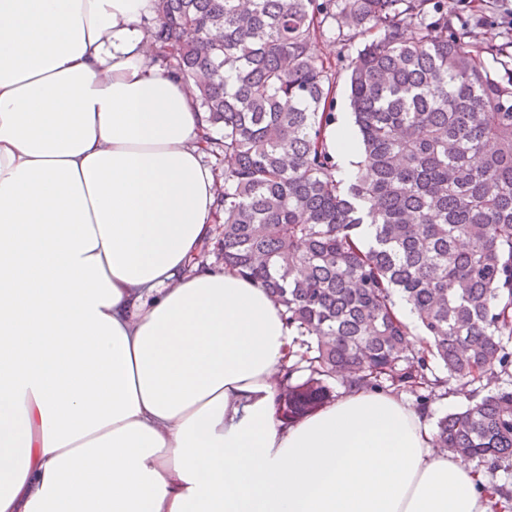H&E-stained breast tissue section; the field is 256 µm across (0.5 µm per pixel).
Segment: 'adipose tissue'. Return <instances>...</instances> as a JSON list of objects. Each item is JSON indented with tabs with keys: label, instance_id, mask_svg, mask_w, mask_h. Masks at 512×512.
Segmentation results:
<instances>
[{
	"label": "adipose tissue",
	"instance_id": "ef3b65f1",
	"mask_svg": "<svg viewBox=\"0 0 512 512\" xmlns=\"http://www.w3.org/2000/svg\"><path fill=\"white\" fill-rule=\"evenodd\" d=\"M153 0H0V512H502L404 395L276 413L294 331L196 259L214 129Z\"/></svg>",
	"mask_w": 512,
	"mask_h": 512
}]
</instances>
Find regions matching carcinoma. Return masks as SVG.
<instances>
[{"label": "carcinoma", "mask_w": 512, "mask_h": 512, "mask_svg": "<svg viewBox=\"0 0 512 512\" xmlns=\"http://www.w3.org/2000/svg\"><path fill=\"white\" fill-rule=\"evenodd\" d=\"M326 28L363 145L347 180L326 143ZM149 30L223 130L216 259L295 329L308 376L280 384L281 418L327 404L336 378L427 411L463 394L435 445L512 472V80L481 58H512V36L474 53L448 0H154Z\"/></svg>", "instance_id": "obj_1"}]
</instances>
